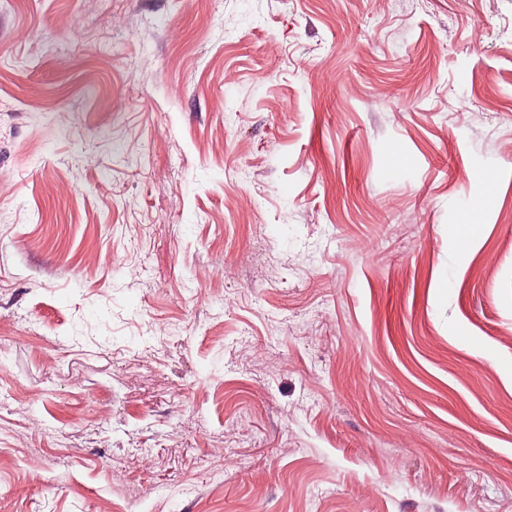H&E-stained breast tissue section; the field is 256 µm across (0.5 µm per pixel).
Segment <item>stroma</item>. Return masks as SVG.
I'll use <instances>...</instances> for the list:
<instances>
[{
	"instance_id": "35a3bbf8",
	"label": "stroma",
	"mask_w": 512,
	"mask_h": 512,
	"mask_svg": "<svg viewBox=\"0 0 512 512\" xmlns=\"http://www.w3.org/2000/svg\"><path fill=\"white\" fill-rule=\"evenodd\" d=\"M116 506L512 512V0H0V512Z\"/></svg>"
}]
</instances>
